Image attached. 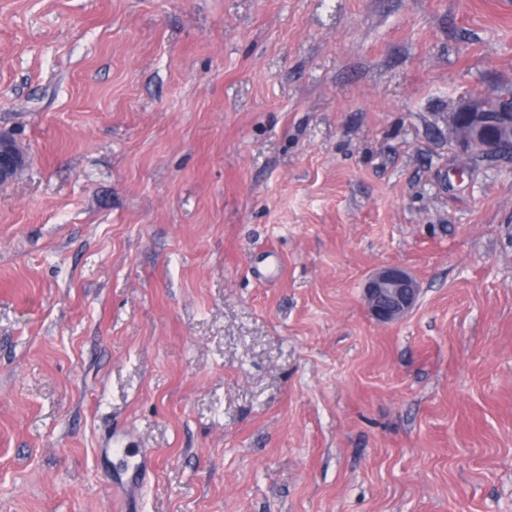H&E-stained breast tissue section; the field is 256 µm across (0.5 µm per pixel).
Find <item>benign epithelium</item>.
Instances as JSON below:
<instances>
[{
    "instance_id": "1",
    "label": "benign epithelium",
    "mask_w": 512,
    "mask_h": 512,
    "mask_svg": "<svg viewBox=\"0 0 512 512\" xmlns=\"http://www.w3.org/2000/svg\"><path fill=\"white\" fill-rule=\"evenodd\" d=\"M494 96L477 92L461 101L449 116L448 135L463 154L479 151L502 156L512 145V109L498 110L494 121ZM25 156L14 145L11 135L0 131V180H10L24 165ZM420 288L402 266L387 264L373 272L365 283L364 300L368 313L379 323L403 319L416 306Z\"/></svg>"
}]
</instances>
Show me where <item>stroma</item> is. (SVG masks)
<instances>
[{
	"mask_svg": "<svg viewBox=\"0 0 512 512\" xmlns=\"http://www.w3.org/2000/svg\"><path fill=\"white\" fill-rule=\"evenodd\" d=\"M512 0H0V512H512ZM408 269L402 321L364 307ZM495 111L494 96L477 92L461 101L448 120V135L463 154L479 151L484 155L503 156L512 147V109H499L494 121L488 112ZM24 163L25 156L16 148L11 135L0 131V180H10ZM420 288L402 266L387 264L373 272L365 283L368 313L379 323L403 319L416 306Z\"/></svg>",
	"mask_w": 512,
	"mask_h": 512,
	"instance_id": "35a3bbf8",
	"label": "stroma"
}]
</instances>
